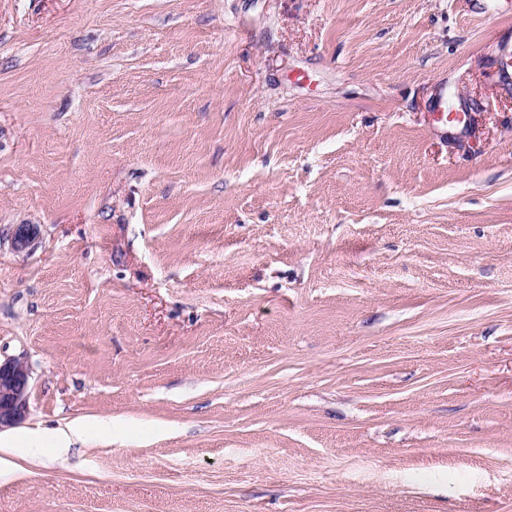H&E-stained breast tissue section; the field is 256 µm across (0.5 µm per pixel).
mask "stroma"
Masks as SVG:
<instances>
[{
    "label": "stroma",
    "instance_id": "1",
    "mask_svg": "<svg viewBox=\"0 0 512 512\" xmlns=\"http://www.w3.org/2000/svg\"><path fill=\"white\" fill-rule=\"evenodd\" d=\"M18 355L0 512H512V0H0Z\"/></svg>",
    "mask_w": 512,
    "mask_h": 512
}]
</instances>
